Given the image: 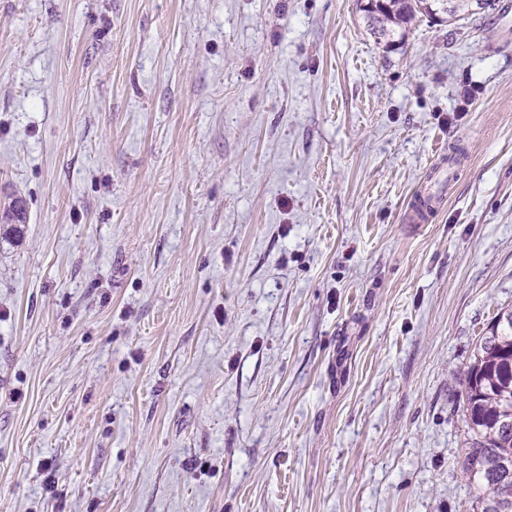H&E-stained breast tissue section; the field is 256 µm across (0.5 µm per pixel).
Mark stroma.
Here are the masks:
<instances>
[{"mask_svg":"<svg viewBox=\"0 0 512 512\" xmlns=\"http://www.w3.org/2000/svg\"><path fill=\"white\" fill-rule=\"evenodd\" d=\"M15 201L0 512H477L512 0L389 48L356 0H0Z\"/></svg>","mask_w":512,"mask_h":512,"instance_id":"obj_1","label":"stroma"}]
</instances>
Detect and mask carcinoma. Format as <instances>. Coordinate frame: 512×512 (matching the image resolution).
Listing matches in <instances>:
<instances>
[{"mask_svg":"<svg viewBox=\"0 0 512 512\" xmlns=\"http://www.w3.org/2000/svg\"><path fill=\"white\" fill-rule=\"evenodd\" d=\"M367 30L377 42H402L420 16L450 25L472 18L457 0H357ZM467 438L462 468L473 486L478 512H512V494L498 495L492 486L512 489V309L503 308L480 337L461 393Z\"/></svg>","mask_w":512,"mask_h":512,"instance_id":"obj_1","label":"carcinoma"}]
</instances>
